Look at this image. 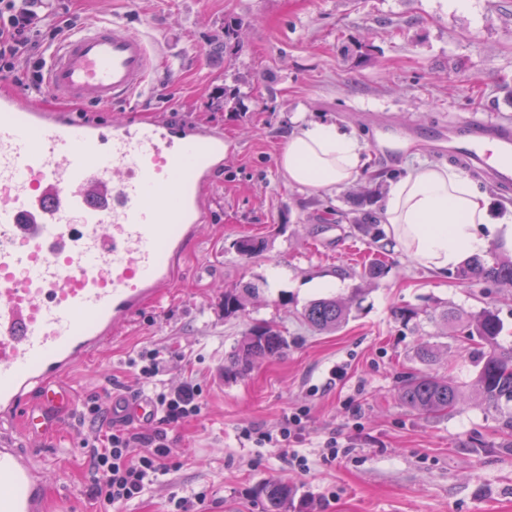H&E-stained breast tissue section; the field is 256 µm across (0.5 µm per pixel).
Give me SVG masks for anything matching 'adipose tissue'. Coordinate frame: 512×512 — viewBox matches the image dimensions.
Returning <instances> with one entry per match:
<instances>
[{"mask_svg": "<svg viewBox=\"0 0 512 512\" xmlns=\"http://www.w3.org/2000/svg\"><path fill=\"white\" fill-rule=\"evenodd\" d=\"M367 163L358 136L313 121L289 136L278 167L288 184L332 190L362 177ZM380 218L397 249L437 274L485 254L492 243L512 247V212L492 218L487 197L449 165L422 164L393 181Z\"/></svg>", "mask_w": 512, "mask_h": 512, "instance_id": "adipose-tissue-1", "label": "adipose tissue"}]
</instances>
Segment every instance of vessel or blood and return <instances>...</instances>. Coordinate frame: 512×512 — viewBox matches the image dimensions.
Wrapping results in <instances>:
<instances>
[{
	"mask_svg": "<svg viewBox=\"0 0 512 512\" xmlns=\"http://www.w3.org/2000/svg\"><path fill=\"white\" fill-rule=\"evenodd\" d=\"M157 65L151 43L115 20L62 39L43 88L110 104L133 96ZM437 138L449 158L512 192L511 124L474 113ZM490 145L505 164L489 165ZM223 164V135L66 118L0 85V512H49L46 472L28 445L65 433L72 369L170 285ZM109 410L132 427L158 416L147 396L111 399Z\"/></svg>",
	"mask_w": 512,
	"mask_h": 512,
	"instance_id": "vessel-or-blood-1",
	"label": "vessel or blood"
}]
</instances>
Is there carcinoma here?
<instances>
[{
  "instance_id": "carcinoma-1",
  "label": "carcinoma",
  "mask_w": 512,
  "mask_h": 512,
  "mask_svg": "<svg viewBox=\"0 0 512 512\" xmlns=\"http://www.w3.org/2000/svg\"><path fill=\"white\" fill-rule=\"evenodd\" d=\"M457 276L471 282L512 285V259L488 265L473 258L458 270ZM260 291L261 288L251 282L225 290L224 314L230 317L244 311ZM350 311L348 303L334 297H321L306 306L304 318L317 330L330 332L346 323ZM440 319L446 325L459 324L472 344L480 346L477 381L489 403L497 408L502 401L512 402V348L506 350L499 344L504 325L498 314L484 307L464 318L453 310L444 309ZM287 349L288 339L280 331L267 324L251 325L237 340L229 363L224 366V376H243L256 361L280 355ZM402 399L419 413L436 414L455 409L461 393L450 377L413 374L405 380ZM257 494L265 501V512H288L294 498L293 488L280 481L260 485Z\"/></svg>"
}]
</instances>
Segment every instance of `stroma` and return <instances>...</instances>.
<instances>
[{
	"label": "stroma",
	"mask_w": 512,
	"mask_h": 512,
	"mask_svg": "<svg viewBox=\"0 0 512 512\" xmlns=\"http://www.w3.org/2000/svg\"><path fill=\"white\" fill-rule=\"evenodd\" d=\"M60 8L82 27L123 22L162 65L129 99L98 106L32 96L34 68L24 63L10 73L22 99L101 124L162 118L219 132L224 165L205 197L206 226L176 258L164 296L68 379L69 432L33 451L47 470L50 512H99L82 442L101 427L82 411L115 393L141 395L129 361L150 350L167 360L157 385L194 379L201 411L181 424L155 422L176 468L124 512H167L174 496L188 512H264L253 489L266 481L296 488L290 512H512V429L504 426L512 402L488 406L460 338L394 317L405 304L464 315L490 307L504 324L500 344L512 347V285L436 275L387 236L375 241L356 227L363 213L378 217L390 181L446 163L436 127L474 111L512 122V0H472L466 11L452 0H60ZM231 20L235 39L215 50ZM228 89L236 99L225 100ZM319 120L366 142L378 181L332 191L288 185L277 158L291 132ZM244 237L262 250L241 256L235 243ZM378 251L388 270L366 280L363 261ZM326 278L332 287H321ZM249 281L263 287L261 298L225 316V288ZM353 296L336 331H316L302 316L313 299ZM254 322L280 330L287 350L225 378V360ZM423 342L437 345L434 371L462 392L450 412L422 415L400 398L402 375L423 368ZM300 411L293 452L308 470L291 465V452L244 435ZM331 436L340 447L333 462L323 458Z\"/></svg>",
	"instance_id": "obj_1"
}]
</instances>
